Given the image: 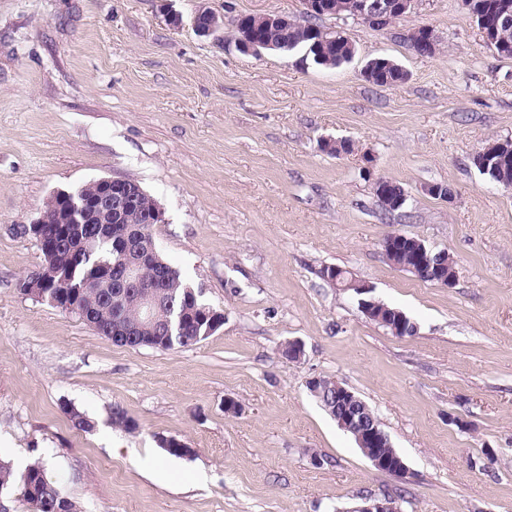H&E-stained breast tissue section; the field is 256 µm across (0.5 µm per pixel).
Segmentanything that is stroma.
<instances>
[{"label": "stroma", "instance_id": "35a3bbf8", "mask_svg": "<svg viewBox=\"0 0 512 512\" xmlns=\"http://www.w3.org/2000/svg\"><path fill=\"white\" fill-rule=\"evenodd\" d=\"M202 6L223 14V40L193 30ZM272 13L306 18L303 0H0V459H43L80 512H348L384 495L401 512H512V189L473 163L512 139V58L466 0H413L384 27L321 17L355 47L336 68L239 52L234 18ZM422 27L434 54L411 42ZM375 57L404 80L366 82ZM103 177L163 208L159 249L221 329L189 348L119 346L20 293L42 262L24 226ZM379 177L407 195L389 216ZM394 231L452 255L454 285L393 267ZM326 266L416 334L365 317ZM289 340L300 361L282 358ZM315 377L370 406L405 476L372 467L308 391ZM116 406L136 432L113 425Z\"/></svg>", "mask_w": 512, "mask_h": 512}]
</instances>
